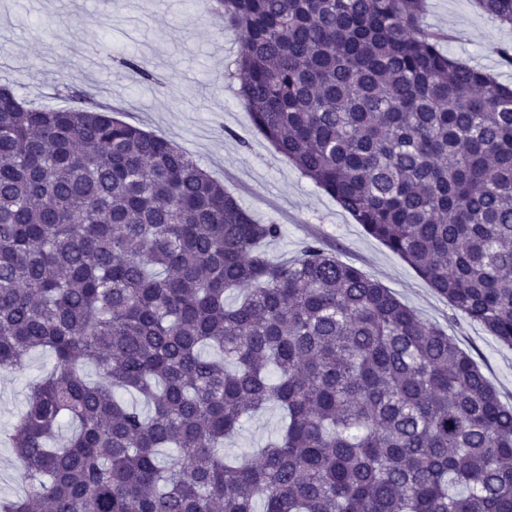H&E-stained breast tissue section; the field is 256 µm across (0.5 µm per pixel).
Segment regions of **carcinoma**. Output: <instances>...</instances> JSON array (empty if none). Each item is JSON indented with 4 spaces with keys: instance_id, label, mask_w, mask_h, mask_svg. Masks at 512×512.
Wrapping results in <instances>:
<instances>
[{
    "instance_id": "cac0c4a2",
    "label": "carcinoma",
    "mask_w": 512,
    "mask_h": 512,
    "mask_svg": "<svg viewBox=\"0 0 512 512\" xmlns=\"http://www.w3.org/2000/svg\"><path fill=\"white\" fill-rule=\"evenodd\" d=\"M425 7L214 0L274 152L512 348V84ZM56 92L0 85V372L53 358L0 433V512H512V407L448 333L316 241L271 257L280 225L184 148ZM269 405L280 432L220 452ZM21 490L22 481L15 467L13 452L11 448L0 446V492L15 494Z\"/></svg>"
}]
</instances>
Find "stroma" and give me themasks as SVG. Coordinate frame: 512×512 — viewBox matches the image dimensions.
<instances>
[{
	"label": "stroma",
	"mask_w": 512,
	"mask_h": 512,
	"mask_svg": "<svg viewBox=\"0 0 512 512\" xmlns=\"http://www.w3.org/2000/svg\"><path fill=\"white\" fill-rule=\"evenodd\" d=\"M423 24L453 29L454 39L444 45L450 56L512 81V69L502 67L498 55L500 47L512 46V28L482 14L472 0H426ZM1 43L10 53L0 59V81L46 104L56 101L57 77L94 97L108 91L122 120L181 145L258 221L280 225V236L264 245L269 255L294 256L311 240L335 250L454 336L501 402L512 406V349L478 323L453 319L444 298L257 132L226 77L241 45L207 0H193L187 15L181 0H110L104 9L98 0H0ZM109 53L143 60L155 83H139L130 72L109 73L100 64ZM51 367L50 355L40 353L23 370L0 373V430L23 411L28 383ZM282 424L278 407L265 408L225 441V454L247 453Z\"/></svg>",
	"instance_id": "stroma-1"
}]
</instances>
